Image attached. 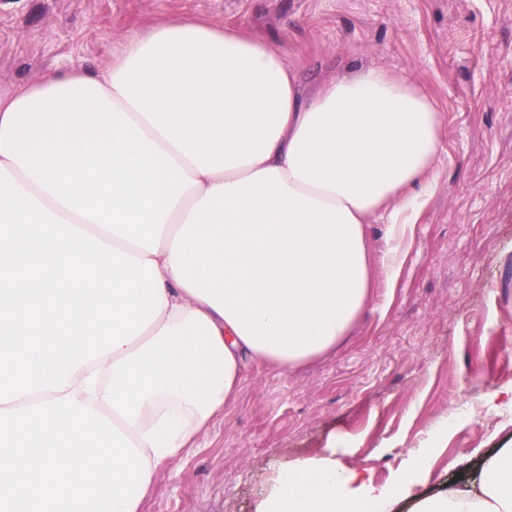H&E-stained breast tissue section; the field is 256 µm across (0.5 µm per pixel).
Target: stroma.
<instances>
[{"label": "stroma", "mask_w": 512, "mask_h": 512, "mask_svg": "<svg viewBox=\"0 0 512 512\" xmlns=\"http://www.w3.org/2000/svg\"><path fill=\"white\" fill-rule=\"evenodd\" d=\"M164 17L246 29L311 81L340 55L412 70L447 134L394 282L387 221L369 227L375 295L351 340L286 373L249 369L141 512H258L280 469L326 456L386 485L421 448L436 454L416 496L477 489L482 462L512 448V0H0V87L103 68Z\"/></svg>", "instance_id": "35a3bbf8"}]
</instances>
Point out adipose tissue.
Segmentation results:
<instances>
[{
	"label": "adipose tissue",
	"mask_w": 512,
	"mask_h": 512,
	"mask_svg": "<svg viewBox=\"0 0 512 512\" xmlns=\"http://www.w3.org/2000/svg\"><path fill=\"white\" fill-rule=\"evenodd\" d=\"M445 118L407 70L339 61L315 84L277 47L202 19H159L101 70L0 90V166L42 206L154 263L161 312L89 361L63 393L107 416L150 469L194 447L245 372L336 351L373 288L368 227L389 218L394 279L438 178ZM414 455L390 486L330 458L281 471L261 512H391L413 495ZM478 492L414 512H512V448Z\"/></svg>",
	"instance_id": "1"
}]
</instances>
